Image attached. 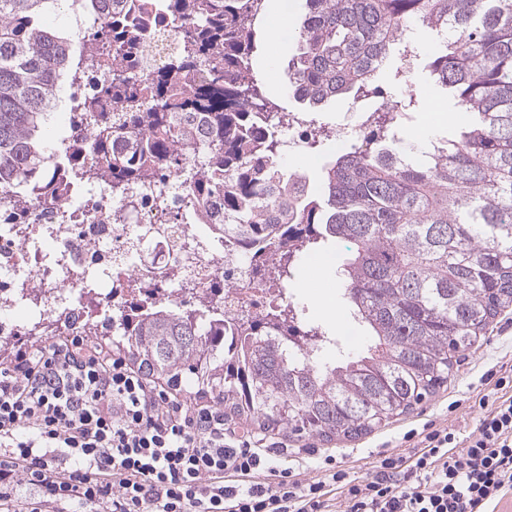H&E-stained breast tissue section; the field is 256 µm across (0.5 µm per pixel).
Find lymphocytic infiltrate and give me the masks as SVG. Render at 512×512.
I'll list each match as a JSON object with an SVG mask.
<instances>
[{
	"instance_id": "lymphocytic-infiltrate-1",
	"label": "lymphocytic infiltrate",
	"mask_w": 512,
	"mask_h": 512,
	"mask_svg": "<svg viewBox=\"0 0 512 512\" xmlns=\"http://www.w3.org/2000/svg\"><path fill=\"white\" fill-rule=\"evenodd\" d=\"M496 375L467 437L410 430L369 477L311 448L308 479L221 404L185 401L75 336L0 367V510L31 487L57 512H333L334 492L344 512H488L512 492V368Z\"/></svg>"
}]
</instances>
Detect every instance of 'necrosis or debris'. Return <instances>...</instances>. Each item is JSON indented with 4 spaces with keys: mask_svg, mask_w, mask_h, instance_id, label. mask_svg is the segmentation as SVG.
Masks as SVG:
<instances>
[{
    "mask_svg": "<svg viewBox=\"0 0 512 512\" xmlns=\"http://www.w3.org/2000/svg\"><path fill=\"white\" fill-rule=\"evenodd\" d=\"M274 262L225 260L223 233L198 223L183 193L166 187L139 191L132 203L102 185L62 207L29 197L0 215V340L61 316L103 322L144 295L205 309L219 287L225 321L254 318L294 303L291 283L267 273Z\"/></svg>",
    "mask_w": 512,
    "mask_h": 512,
    "instance_id": "necrosis-or-debris-1",
    "label": "necrosis or debris"
}]
</instances>
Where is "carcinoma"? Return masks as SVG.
<instances>
[{
    "mask_svg": "<svg viewBox=\"0 0 512 512\" xmlns=\"http://www.w3.org/2000/svg\"><path fill=\"white\" fill-rule=\"evenodd\" d=\"M86 2L106 55L127 61L166 20L182 27L180 49L141 76L113 65L87 104L93 119L112 109L93 131V162L54 161L41 106L99 62L81 34L44 23L67 0H0V181L22 197L34 181L63 192L66 179L123 195L179 169L204 219L242 249L296 247L274 268L284 280L301 255L345 243L347 310L367 345L322 364L330 337L300 332L291 310L252 322L234 351L223 329L177 306H136L84 333L112 338L171 387L193 382L247 424L326 441L364 435L446 383L452 354L512 306V0H304L288 81L307 112L383 96L380 64L412 28L441 34L430 74L465 114L455 138L406 149L423 103L372 112L366 145L324 165L317 194L277 163L267 117L279 106L252 73L265 0Z\"/></svg>",
    "mask_w": 512,
    "mask_h": 512,
    "instance_id": "obj_1",
    "label": "carcinoma"
}]
</instances>
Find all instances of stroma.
<instances>
[{
    "label": "stroma",
    "mask_w": 512,
    "mask_h": 512,
    "mask_svg": "<svg viewBox=\"0 0 512 512\" xmlns=\"http://www.w3.org/2000/svg\"><path fill=\"white\" fill-rule=\"evenodd\" d=\"M421 50L406 71L405 81L396 83L389 76H382L381 86L392 89L395 97L417 95L422 102H440L437 86L426 68L427 54L434 41L430 35L419 37ZM296 52L295 39L280 47L262 43L252 60L253 68L262 81L267 95L284 110L300 111L301 106L288 92V66ZM335 247L320 251L323 266H315L313 260H305L296 269L293 289L303 310V320L308 324L321 325L329 335L338 337L340 344L350 351L361 349L365 341L359 327H345L346 314L344 286L331 257ZM332 300L335 316H328L323 302ZM512 365V307L505 309L479 336L469 349L456 353L453 374L443 387L416 406L411 412L391 419L356 439H340L326 442L318 437L299 438L285 431L273 432V440L288 444L289 448L315 446L320 452L333 454L354 463L359 475L372 474L373 466L382 454L404 451V434L425 422L456 429L468 435L481 414L478 400L486 392L485 374L499 365Z\"/></svg>",
    "instance_id": "obj_1"
}]
</instances>
